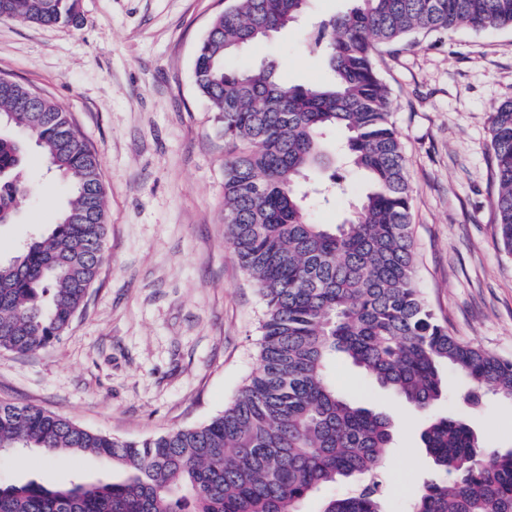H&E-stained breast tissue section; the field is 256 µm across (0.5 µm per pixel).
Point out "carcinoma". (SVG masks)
I'll return each instance as SVG.
<instances>
[{"label": "carcinoma", "mask_w": 512, "mask_h": 512, "mask_svg": "<svg viewBox=\"0 0 512 512\" xmlns=\"http://www.w3.org/2000/svg\"><path fill=\"white\" fill-rule=\"evenodd\" d=\"M311 0H232L195 57L199 91L219 113L224 140V243L264 301L259 366L224 412L192 428L123 441L43 408L0 402V453L92 454L112 462L109 482L0 485V512H300L304 499L346 482L321 512H384L378 476L394 421L352 403L330 371L346 359L424 415L420 443L434 473L409 512H512V448L485 442L471 413L491 393L512 402V360L459 340L416 280L412 187L374 63L379 45L414 34L512 28V0H357L313 37L329 86L292 85L271 65L236 71L235 51L294 23ZM0 17L38 25L77 18V0H0ZM502 249L512 254V100L489 116ZM336 130L346 139L328 150ZM69 193L57 221L0 260V350L18 354L59 339L83 308L104 260L100 163L57 104L0 77V226L15 222L32 187L29 145ZM340 164L367 188L341 224H316L310 206L346 194L313 176ZM463 408L435 413L449 377Z\"/></svg>", "instance_id": "obj_1"}]
</instances>
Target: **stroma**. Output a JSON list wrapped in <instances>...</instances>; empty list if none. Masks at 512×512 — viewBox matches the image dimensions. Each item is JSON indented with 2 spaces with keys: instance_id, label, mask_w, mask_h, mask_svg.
<instances>
[{
  "instance_id": "obj_1",
  "label": "stroma",
  "mask_w": 512,
  "mask_h": 512,
  "mask_svg": "<svg viewBox=\"0 0 512 512\" xmlns=\"http://www.w3.org/2000/svg\"><path fill=\"white\" fill-rule=\"evenodd\" d=\"M228 0H80L77 23L0 18V76L69 113L100 161L106 259L59 341L28 355L0 351V401L140 441L223 413L258 367L264 303L224 245V158L230 147L194 77L197 49ZM350 0H312L305 17L228 57L271 63L289 83L332 75L309 47L316 21ZM413 188L418 285L451 334L512 359V255L496 235L489 115L512 100V29L418 34L378 48ZM34 188L0 227V257L56 222L68 195L39 151ZM336 386L394 420L382 467L385 512H406L432 471L420 416L362 371L337 361ZM490 445H512V403L488 397L470 419ZM26 466L0 455V484L108 480L93 456Z\"/></svg>"
}]
</instances>
